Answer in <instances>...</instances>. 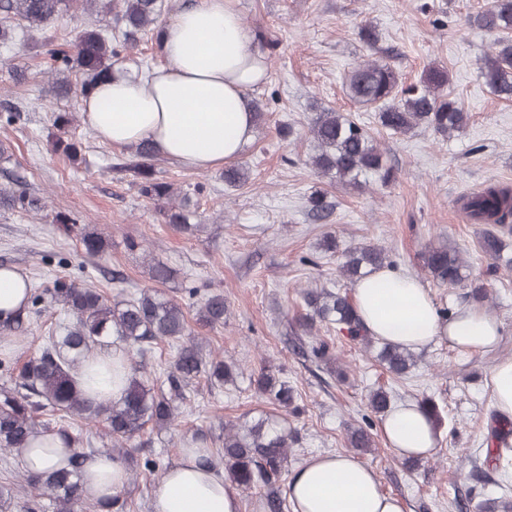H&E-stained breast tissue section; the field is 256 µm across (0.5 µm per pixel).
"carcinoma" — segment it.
Masks as SVG:
<instances>
[{"label": "carcinoma", "instance_id": "obj_1", "mask_svg": "<svg viewBox=\"0 0 512 512\" xmlns=\"http://www.w3.org/2000/svg\"><path fill=\"white\" fill-rule=\"evenodd\" d=\"M78 8L112 13L118 33L92 27L84 29L74 43L64 37L46 38L52 45V91L58 98L72 94L87 97L112 69L115 59L131 54L144 40H158L164 26L163 0H0V44L12 42L18 30L41 34L52 21ZM473 23L496 35L482 57L481 78L498 97L512 98V0H492V6L476 14ZM73 70L81 74L76 87L68 76ZM344 84L347 96L378 112L381 126L393 134L422 127L450 137L462 132L469 121L464 102L448 90V70L442 66L429 67L419 83L405 86L390 64L364 60L350 68ZM309 129L317 146L311 165L323 176L353 186L361 185L362 179L370 175L379 176L384 183L391 180V169L383 164V152L364 126L350 117L322 109L313 114ZM155 159L151 147L141 145L118 163V168L131 173L140 195L164 203L161 212L167 223L189 231V207L184 202L172 203L174 189L157 177ZM310 200L313 219H326L324 194L316 192ZM6 206L39 211L46 208V203L23 189H1L0 207ZM463 209L473 223L495 225L480 241L482 252L491 260L485 276L492 277L505 249L502 233L512 232V191L490 185L465 198ZM82 242L89 255L103 252L104 241L94 232L83 234ZM423 262L424 269L441 284L455 286L468 279L465 261L445 247L429 248ZM388 264L390 261L380 248L362 245L341 252L339 273L343 279L355 282ZM185 293L202 301L199 325L214 328L224 324V296L212 294L203 298L196 287L185 288ZM303 296L307 310L302 317L303 326L324 324L366 348L378 342L361 323L348 292L311 288L304 290ZM56 306L72 316V321L59 328L47 326L38 355L20 365L10 357L0 358L1 372H18L14 385L0 388V459L5 461L30 447L37 433H56L66 440L71 452L63 466L39 476H26L25 482L36 496L22 505L20 512H41L44 498L55 505L57 512H78L77 506L82 504L90 512H127L126 503L117 495L102 500L83 493L82 469L92 449L81 436L82 426L104 425L111 441L110 455L124 460L127 441L146 426L163 429L174 421V401L186 399V389L193 380L204 376L224 384L232 379L233 371L222 360L203 359L194 344L180 346L171 371L159 387L136 368L133 354L143 357L158 342L177 341L190 334L181 304L155 291H145L133 300L111 301L97 288L58 276L44 288L25 292L24 306L7 328L17 335H28L43 327L39 323L43 312ZM109 349L120 360L113 375L124 377V386L118 398L104 402L86 395L75 378L87 361ZM309 356L326 364L335 361L331 344L318 336L312 337ZM379 357L385 369L398 377L416 363L415 352L387 342L381 343ZM255 385L271 404L281 408V414L261 415L241 425H224L221 448H211L202 432L194 433L188 442L195 452L205 456L206 462L224 465V472L244 488L261 484L272 487L277 483L295 442L288 430V416L300 413L299 406L293 404L288 382L277 379L271 369L261 368ZM417 406L429 416L434 428L441 426L442 414L432 398L422 399ZM368 407L375 414L385 415L391 409L390 393L381 386L371 390ZM511 436L512 420L493 412L486 440L487 456L503 472L512 469V457L502 452V445ZM373 445L366 429L348 430L349 447ZM482 512H512V490L506 487L503 496L487 500Z\"/></svg>", "mask_w": 512, "mask_h": 512}]
</instances>
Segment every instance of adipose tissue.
<instances>
[{"label": "adipose tissue", "mask_w": 512, "mask_h": 512, "mask_svg": "<svg viewBox=\"0 0 512 512\" xmlns=\"http://www.w3.org/2000/svg\"><path fill=\"white\" fill-rule=\"evenodd\" d=\"M158 65L147 76L117 70L83 101L85 122L97 136L123 149L150 144L182 167L206 171L235 160L255 134L250 90L267 76L265 53L245 25L235 0H192L162 29ZM357 314L371 334L414 351L442 341L485 353L498 341L499 322L481 306L460 308L451 318L438 312L415 276L392 267L355 284ZM386 442L400 456L436 451L434 428L416 404L398 406L382 421ZM68 450L56 435H43L21 458L33 475L62 463ZM121 460L90 457L83 487L111 499L125 486ZM292 512H404L385 494L376 473L349 455L308 459L288 484ZM152 512H240L238 493L221 469L183 450L153 487Z\"/></svg>", "instance_id": "obj_1"}]
</instances>
